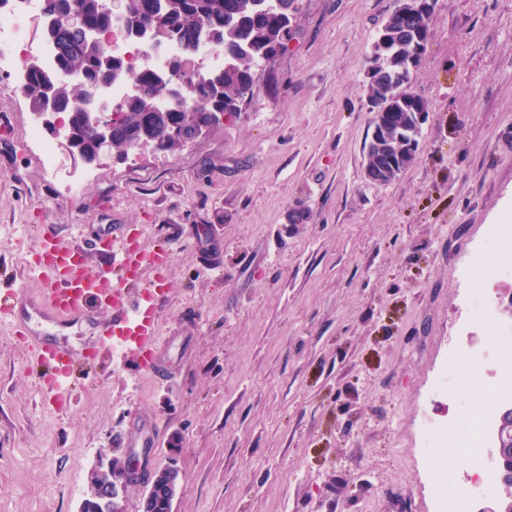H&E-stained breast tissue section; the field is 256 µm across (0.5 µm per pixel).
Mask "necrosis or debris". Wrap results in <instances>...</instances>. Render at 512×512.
I'll use <instances>...</instances> for the list:
<instances>
[{
	"instance_id": "4bbe7bcc",
	"label": "necrosis or debris",
	"mask_w": 512,
	"mask_h": 512,
	"mask_svg": "<svg viewBox=\"0 0 512 512\" xmlns=\"http://www.w3.org/2000/svg\"><path fill=\"white\" fill-rule=\"evenodd\" d=\"M41 9V0H0V74L8 76V87L12 91H20L27 63H34L51 76L57 72L55 50L50 42L39 40L34 54L25 51L26 22ZM113 46L122 50L135 66L159 71L164 70L172 58L184 54L183 48L169 39L142 44L117 40ZM476 262L484 276L464 294L466 317L462 326L486 328L488 337L478 347L462 342L450 347L444 370L430 389V398L445 399L455 406L463 400L476 398V390L464 381L465 375L475 369L488 376L491 396L477 412L475 429L469 438L475 454L454 476L438 472L431 475L435 512H488L497 496L494 453L499 440L497 410L512 403V322L499 319V302L490 284L503 278L512 280V251L482 253Z\"/></svg>"
}]
</instances>
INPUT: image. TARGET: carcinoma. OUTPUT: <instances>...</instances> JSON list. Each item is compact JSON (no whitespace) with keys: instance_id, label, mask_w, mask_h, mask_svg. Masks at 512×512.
<instances>
[{"instance_id":"1","label":"carcinoma","mask_w":512,"mask_h":512,"mask_svg":"<svg viewBox=\"0 0 512 512\" xmlns=\"http://www.w3.org/2000/svg\"><path fill=\"white\" fill-rule=\"evenodd\" d=\"M296 0H128L126 12L116 21L102 7L101 0H54L53 11L45 16L44 35L56 48L60 78L47 76L36 66L26 69L21 95L35 113L58 109L71 121L77 146L84 155L94 152L85 132L80 101L92 89L115 78L129 81L132 92L119 101V120L113 128L112 153L123 156L131 146L145 141L166 152H177L196 137L211 113L232 115L251 90L253 69L285 48L296 20ZM398 23H384L373 46L367 72L370 101L376 112L391 120L377 127L366 149L369 163L388 184L415 159L413 145L421 129L416 113L428 111V104L411 92L415 70L411 62L428 38L429 8L419 0H400ZM73 13L85 17L89 30L72 27ZM120 24L129 39L181 37L195 28L224 52V71L202 73L191 65L193 46L177 59L170 74L150 68H133L123 57L91 34H105ZM172 100L167 107L160 101ZM98 477L91 473L90 490L83 512H104L95 499Z\"/></svg>"}]
</instances>
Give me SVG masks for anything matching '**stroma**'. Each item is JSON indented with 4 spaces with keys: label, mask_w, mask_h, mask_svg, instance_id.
Returning <instances> with one entry per match:
<instances>
[{
    "label": "stroma",
    "mask_w": 512,
    "mask_h": 512,
    "mask_svg": "<svg viewBox=\"0 0 512 512\" xmlns=\"http://www.w3.org/2000/svg\"><path fill=\"white\" fill-rule=\"evenodd\" d=\"M294 36L238 112L184 150L51 174L21 95L0 92V299H33L38 227L64 243L122 225L171 250L152 348L81 356L74 398L40 386L32 332L0 321V512H78L117 442L184 484L173 512H431L427 393L465 317L472 258L512 224V0H436L409 90L429 104L414 162L365 176L367 59L398 0H297ZM306 210L305 222L291 220ZM52 331V330H51Z\"/></svg>",
    "instance_id": "35a3bbf8"
}]
</instances>
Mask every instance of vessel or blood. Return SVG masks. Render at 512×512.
<instances>
[{"label": "vessel or blood", "instance_id": "vessel-or-blood-1", "mask_svg": "<svg viewBox=\"0 0 512 512\" xmlns=\"http://www.w3.org/2000/svg\"><path fill=\"white\" fill-rule=\"evenodd\" d=\"M91 240L107 259L95 269L90 268L81 244H65L52 225H43L40 242L44 258L38 270L48 286L33 309L62 328L88 318L92 312L113 309L111 321L98 328V348L116 343L127 351L146 350L155 338L153 310L162 291L156 281L146 279L145 271L165 266L170 251L162 248L148 253L128 247L108 225L98 227ZM113 278L118 280V288H108ZM123 288L135 292L125 305L119 297ZM37 348L38 362L45 368L41 381L46 391L56 402L70 403L73 351L56 343L41 342Z\"/></svg>", "mask_w": 512, "mask_h": 512}]
</instances>
